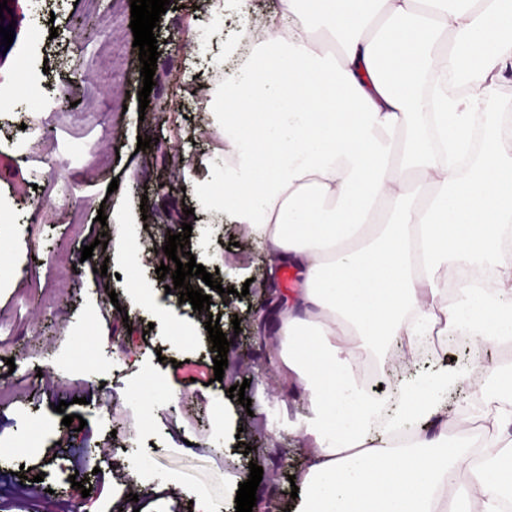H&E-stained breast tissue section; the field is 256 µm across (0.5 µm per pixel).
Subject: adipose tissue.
Listing matches in <instances>:
<instances>
[{"mask_svg":"<svg viewBox=\"0 0 512 512\" xmlns=\"http://www.w3.org/2000/svg\"><path fill=\"white\" fill-rule=\"evenodd\" d=\"M220 99L224 213L288 261L278 368L308 393L307 464L292 512H503L512 498V363L492 368L476 443L448 446L466 383L404 378L390 427L358 378L394 343L411 355L461 326L512 343V148L473 104L512 66V0H280ZM463 71L471 88L448 92ZM496 269L485 279L484 264ZM467 268L457 288L439 272Z\"/></svg>","mask_w":512,"mask_h":512,"instance_id":"ef3b65f1","label":"adipose tissue"}]
</instances>
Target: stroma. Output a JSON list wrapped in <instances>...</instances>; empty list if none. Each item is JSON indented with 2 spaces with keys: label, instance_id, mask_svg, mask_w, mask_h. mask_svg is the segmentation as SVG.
Instances as JSON below:
<instances>
[{
  "label": "stroma",
  "instance_id": "obj_1",
  "mask_svg": "<svg viewBox=\"0 0 512 512\" xmlns=\"http://www.w3.org/2000/svg\"><path fill=\"white\" fill-rule=\"evenodd\" d=\"M204 2L172 0L153 30V91L178 101L158 114L139 111L131 0L7 2L16 26L0 53V386L10 388L0 397V512H236L253 462L263 468L259 512H286L289 478L306 464L309 398L276 366L291 265L253 249L237 225L204 217L225 159L207 106L211 61L225 39L245 34L233 14L215 21ZM145 135L160 147L138 150ZM168 179L167 194L151 193ZM185 222L187 250L224 288L203 287L206 312L156 274L167 259L162 228ZM101 236L107 247L95 245ZM255 307L264 310L257 321ZM212 314L234 368L219 381L205 328ZM488 354L471 364L460 347L424 359L399 349L365 383L387 394L410 371L464 365L477 379L502 358L495 346ZM234 385L250 407L230 397ZM67 414L80 415L83 430L64 426ZM88 445L97 449L89 459L79 453ZM23 466L44 480L20 482ZM75 473L89 496L72 487Z\"/></svg>",
  "mask_w": 512,
  "mask_h": 512
}]
</instances>
